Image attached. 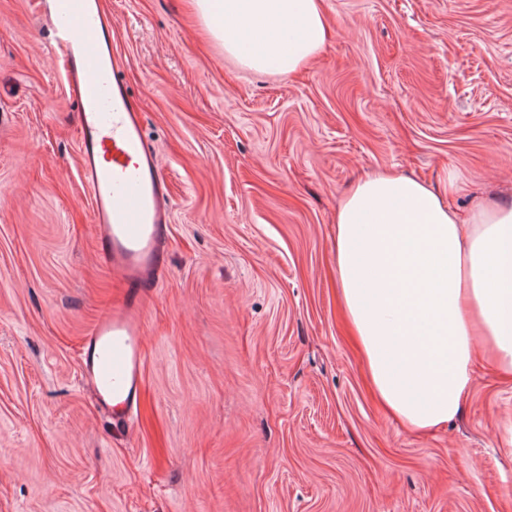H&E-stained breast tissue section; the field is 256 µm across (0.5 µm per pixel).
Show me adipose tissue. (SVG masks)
Wrapping results in <instances>:
<instances>
[{"instance_id":"obj_1","label":"adipose tissue","mask_w":512,"mask_h":512,"mask_svg":"<svg viewBox=\"0 0 512 512\" xmlns=\"http://www.w3.org/2000/svg\"><path fill=\"white\" fill-rule=\"evenodd\" d=\"M243 67L290 74L325 46L322 0H192ZM344 315L383 404L409 429L455 418L475 357L512 371V201L458 223L425 184L389 173L358 182L336 213Z\"/></svg>"}]
</instances>
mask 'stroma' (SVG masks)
Here are the masks:
<instances>
[{
    "mask_svg": "<svg viewBox=\"0 0 512 512\" xmlns=\"http://www.w3.org/2000/svg\"><path fill=\"white\" fill-rule=\"evenodd\" d=\"M167 177L134 432L81 340L112 278L78 176L77 107L35 0H0V512H512V378L410 432L336 293V209L393 171L467 215L512 200V0H324L295 74L228 58L189 0H99ZM456 190H449V182Z\"/></svg>",
    "mask_w": 512,
    "mask_h": 512,
    "instance_id": "stroma-1",
    "label": "stroma"
}]
</instances>
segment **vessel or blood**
I'll return each instance as SVG.
<instances>
[{"instance_id":"vessel-or-blood-1","label":"vessel or blood","mask_w":512,"mask_h":512,"mask_svg":"<svg viewBox=\"0 0 512 512\" xmlns=\"http://www.w3.org/2000/svg\"><path fill=\"white\" fill-rule=\"evenodd\" d=\"M78 107L79 174L92 208L97 259L120 289L81 344L83 382L105 413L132 424L143 391L146 306L167 261L169 185L112 55V21L96 0H41Z\"/></svg>"}]
</instances>
